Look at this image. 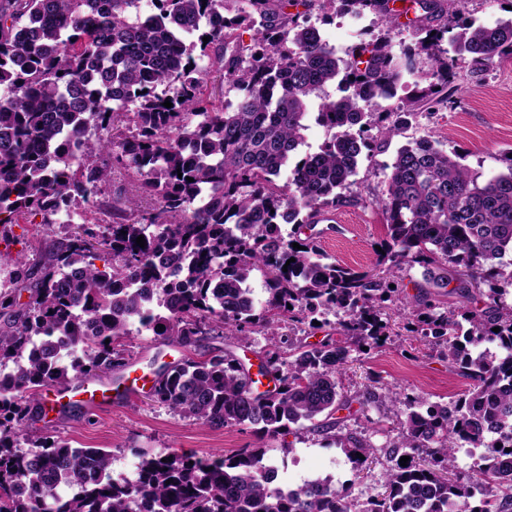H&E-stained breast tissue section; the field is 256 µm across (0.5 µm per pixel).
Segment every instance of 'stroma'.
I'll return each mask as SVG.
<instances>
[{
  "instance_id": "obj_1",
  "label": "stroma",
  "mask_w": 512,
  "mask_h": 512,
  "mask_svg": "<svg viewBox=\"0 0 512 512\" xmlns=\"http://www.w3.org/2000/svg\"><path fill=\"white\" fill-rule=\"evenodd\" d=\"M363 31L378 34L374 15L357 20L346 15L320 27L323 38L340 51L357 42ZM448 94L449 102L410 116L399 136L373 156L361 158L353 187L356 202L336 209L334 220L321 225L324 255L353 268L374 263V245L385 237V219L378 205L384 188L383 166L402 145L430 135L448 151L458 152L462 164L472 170L486 175L503 170V154L512 150V62L476 72L459 65ZM123 344L126 363L144 375L181 358L178 351L147 332L124 338ZM373 378L382 389L441 404L457 399L469 386L468 379L449 368L447 359L408 332L370 354H353L340 382L344 392L352 395ZM350 427L376 449L368 476L356 474L344 448L303 430L264 442L266 456L277 467L279 480L298 484L309 473L329 478L336 489L347 490L358 503L381 496L380 477L391 465L386 448L398 432L396 413L386 401L379 400L356 414ZM34 428L37 435L64 439L76 447L110 451L113 471L129 476L134 475L144 451L163 449L208 458L261 443L251 427L211 428L171 413L145 393L109 408L73 406L49 414Z\"/></svg>"
}]
</instances>
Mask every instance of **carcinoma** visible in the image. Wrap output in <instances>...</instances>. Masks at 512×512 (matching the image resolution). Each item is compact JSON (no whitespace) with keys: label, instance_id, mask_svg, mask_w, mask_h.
<instances>
[{"label":"carcinoma","instance_id":"obj_1","mask_svg":"<svg viewBox=\"0 0 512 512\" xmlns=\"http://www.w3.org/2000/svg\"><path fill=\"white\" fill-rule=\"evenodd\" d=\"M389 2L153 0L143 16L140 0H0V239L11 241L21 218L40 217L39 234L69 217L35 259L0 251L11 267L0 368L13 371L0 382V512H351L328 480L275 483L262 447L212 459L159 450L129 478L107 451L29 434L46 418L44 389L125 366L121 341L134 325L191 351L156 372L151 399L211 427L251 425L262 439L313 431L362 465L375 448L348 426L353 403L402 406L385 496L356 512H512V306L494 287L478 298L482 284L512 285V158L484 179L431 136L400 147L384 165L387 233L367 270L326 257L315 230L355 201L363 153L447 89L458 63L512 58V18L460 21L463 0H413L421 38L397 54L401 12ZM315 11L325 21L373 13L379 35L342 57ZM435 17L444 22L427 24ZM243 26L254 30L246 45ZM211 75L227 91L208 88ZM336 81L344 95L332 99L325 88ZM409 85L410 108L393 120L382 103ZM313 97L316 122L334 134L302 156ZM118 175L123 186L99 201ZM407 263L438 268L433 293L400 298L411 333L472 381L449 405L373 386L351 399L340 386L351 352L391 336L386 309L402 294L391 284ZM453 281L466 329L436 303ZM329 313L338 338L277 337L282 319L313 329ZM210 324L239 342L267 331L257 373L228 347L192 352ZM485 342L508 356H473ZM265 379L273 387L262 389ZM461 447L489 453L457 474Z\"/></svg>","mask_w":512,"mask_h":512}]
</instances>
